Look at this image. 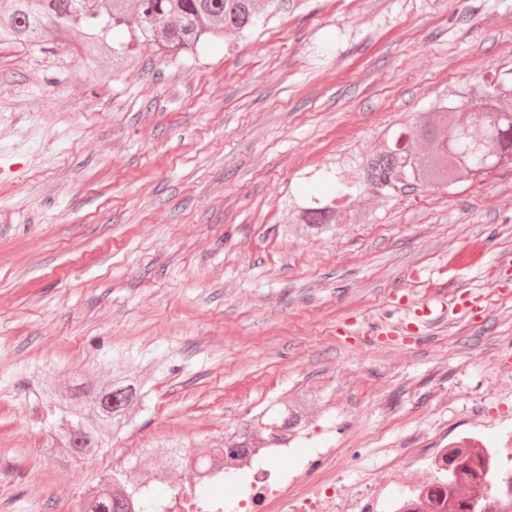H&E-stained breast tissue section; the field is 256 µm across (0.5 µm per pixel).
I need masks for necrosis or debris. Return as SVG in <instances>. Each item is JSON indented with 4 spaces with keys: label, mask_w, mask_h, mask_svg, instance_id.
<instances>
[{
    "label": "necrosis or debris",
    "mask_w": 512,
    "mask_h": 512,
    "mask_svg": "<svg viewBox=\"0 0 512 512\" xmlns=\"http://www.w3.org/2000/svg\"><path fill=\"white\" fill-rule=\"evenodd\" d=\"M309 430L282 436L277 447L249 448L230 460L215 458L192 476L193 483L213 482L232 473V494L206 501L175 496L154 503V512H446L447 503L436 502L433 493L446 466L450 449L471 457H487L481 431L460 435L436 434L429 447L389 448L381 470L372 473L366 486H337L332 448H314ZM305 447L304 475H289L277 468V460L289 450ZM398 484L383 506H376L378 491Z\"/></svg>",
    "instance_id": "obj_1"
}]
</instances>
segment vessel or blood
<instances>
[{
    "instance_id": "obj_1",
    "label": "vessel or blood",
    "mask_w": 512,
    "mask_h": 512,
    "mask_svg": "<svg viewBox=\"0 0 512 512\" xmlns=\"http://www.w3.org/2000/svg\"><path fill=\"white\" fill-rule=\"evenodd\" d=\"M479 309L478 301L471 296L462 294L452 298L450 303L445 305L437 304L433 301L423 303L421 306L413 308L410 318L400 321L397 325H390L385 322H377L369 326H362L358 320L344 322L336 330L340 336H355L361 333L370 336H417L422 330L429 327L446 313L452 312L470 316Z\"/></svg>"
}]
</instances>
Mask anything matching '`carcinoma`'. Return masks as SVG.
Returning a JSON list of instances; mask_svg holds the SVG:
<instances>
[{
  "instance_id": "1",
  "label": "carcinoma",
  "mask_w": 512,
  "mask_h": 512,
  "mask_svg": "<svg viewBox=\"0 0 512 512\" xmlns=\"http://www.w3.org/2000/svg\"><path fill=\"white\" fill-rule=\"evenodd\" d=\"M276 7V0H0V42L40 46L75 36L87 55H106L118 68L148 51L176 58L226 33L243 37ZM476 107L477 116L472 114ZM489 158L499 168L512 167V77L498 73L484 77L476 90L438 100L426 120L389 128L376 154L324 169L320 178L332 192L292 198L288 219L314 233L329 232L343 205L352 207L369 193L388 198L409 186L473 181L487 173ZM107 365L111 380L106 386L85 382L43 387V397L58 419L50 432L53 453L94 454L143 408L147 392L134 381V357L117 353ZM325 398L322 390L303 391L225 431L222 448H199L192 455L167 452L158 458L163 465L197 470L223 453L235 459L241 450L259 443L273 448L282 434L301 428L306 410ZM459 471L483 478L491 496L459 497ZM440 484L448 489L453 512H500L512 506V454L497 453L477 468L471 457L451 454ZM85 507L87 512H150L151 502L136 497V482L120 468L90 494Z\"/></svg>"
}]
</instances>
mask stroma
<instances>
[{
    "label": "stroma",
    "instance_id": "stroma-1",
    "mask_svg": "<svg viewBox=\"0 0 512 512\" xmlns=\"http://www.w3.org/2000/svg\"><path fill=\"white\" fill-rule=\"evenodd\" d=\"M512 68V0H286L246 37L124 70L0 45V512H68L165 442L224 429L301 388L363 483L382 448L488 415L512 429V168L396 193L327 236L286 225L330 155H369L436 97ZM476 293L428 336H338L394 304ZM116 351L145 408L96 456L46 449L43 381L103 382ZM448 394L447 406L432 400Z\"/></svg>",
    "mask_w": 512,
    "mask_h": 512
}]
</instances>
